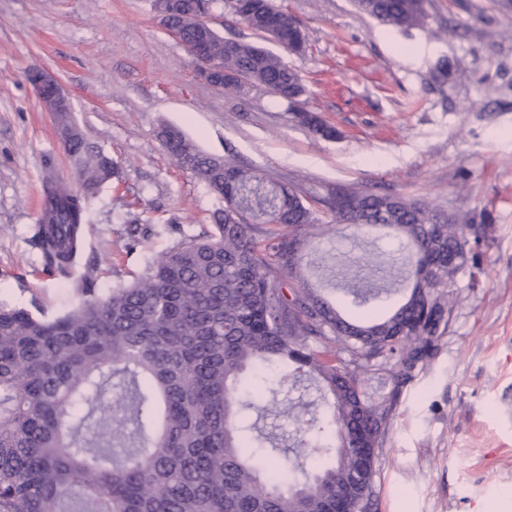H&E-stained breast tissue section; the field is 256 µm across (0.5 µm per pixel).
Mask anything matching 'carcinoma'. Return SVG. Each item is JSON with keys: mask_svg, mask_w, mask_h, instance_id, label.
Returning a JSON list of instances; mask_svg holds the SVG:
<instances>
[{"mask_svg": "<svg viewBox=\"0 0 512 512\" xmlns=\"http://www.w3.org/2000/svg\"><path fill=\"white\" fill-rule=\"evenodd\" d=\"M398 28L419 27L427 0H356ZM294 19L259 0L246 26L264 36ZM212 59L237 74L224 90L258 84L287 104L305 94L298 73L249 43L226 53L206 30ZM299 125L326 140L314 112ZM162 144L224 197L215 232L152 261L131 285L102 294L86 275L80 301L53 319L0 303V512H368L374 452L386 443L397 400L426 365L453 311L450 288L478 265L461 224L402 195L347 190L336 222L388 227L411 246L418 280L392 313L344 318L302 272L315 212L254 170L208 156L175 129ZM83 191L44 182L31 241L61 278L81 252L98 186L116 174L81 131L66 143ZM291 361L319 380L336 426L334 463L285 487L288 459H261L242 425L266 390L256 371ZM390 387L371 396L366 382Z\"/></svg>", "mask_w": 512, "mask_h": 512, "instance_id": "obj_1", "label": "carcinoma"}]
</instances>
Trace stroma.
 Masks as SVG:
<instances>
[{"mask_svg":"<svg viewBox=\"0 0 512 512\" xmlns=\"http://www.w3.org/2000/svg\"><path fill=\"white\" fill-rule=\"evenodd\" d=\"M307 38L293 54L225 10L222 37L262 47L297 71L303 106L338 132L313 136L264 86L230 97L194 73L160 23L154 0H0V301L54 316L79 297L46 272L31 242L46 175L78 185V170L28 81L53 73L71 117L119 175L92 203L80 258L100 293L209 234L224 200L166 152L180 129L205 153L294 188L322 223L307 242L308 282L345 317L354 292L391 308L381 289L398 278L366 266L399 252L386 229L337 224L322 201L339 188L393 193L491 231L476 273L462 271L455 307L433 358L403 389L375 458L373 512H512V0H429L425 25L394 28L352 0H272ZM139 242L131 244L130 231ZM284 412L259 425L281 448L334 436L326 398L306 375L289 377ZM324 425L317 433L300 415Z\"/></svg>","mask_w":512,"mask_h":512,"instance_id":"stroma-1","label":"stroma"}]
</instances>
